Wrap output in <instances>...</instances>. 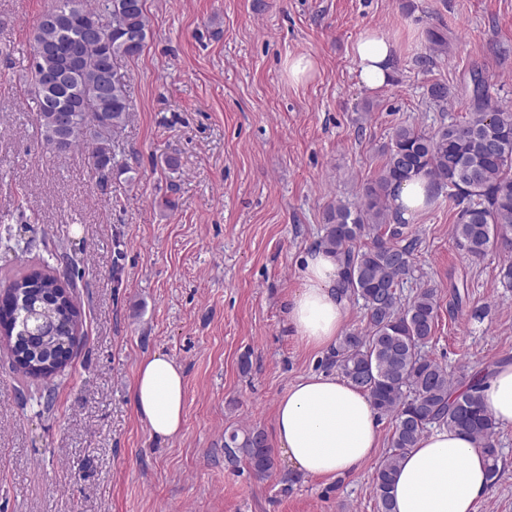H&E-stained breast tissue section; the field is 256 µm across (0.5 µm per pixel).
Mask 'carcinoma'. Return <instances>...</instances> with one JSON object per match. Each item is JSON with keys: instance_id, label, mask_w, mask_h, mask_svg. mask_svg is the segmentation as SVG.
Masks as SVG:
<instances>
[{"instance_id": "1", "label": "carcinoma", "mask_w": 512, "mask_h": 512, "mask_svg": "<svg viewBox=\"0 0 512 512\" xmlns=\"http://www.w3.org/2000/svg\"><path fill=\"white\" fill-rule=\"evenodd\" d=\"M125 4L126 0H98L93 7L88 0H55L36 26L34 39L59 44L65 56L74 45L61 39L55 27L45 25L46 18L72 10L73 23L79 25L112 8V37L102 44L82 46L81 64L72 77L76 94L61 100L64 107L76 109L68 124H63L58 103L47 96L44 81L59 58L33 54L29 60L36 122L45 146L57 154L86 149L102 185L112 179V147L126 125L129 103L124 78L104 87L101 71L118 59L139 55L149 32L145 7L128 11ZM471 80V106L463 119L442 121L431 130L413 123L394 128L377 177L365 186L357 204L339 202L328 210L319 240L337 257L344 290L362 303L366 314L365 330L345 334L334 346L336 367L369 395L379 416L392 422L388 453L373 477L378 512H391L390 490L401 459L434 427L470 435L487 457L488 486L500 477L497 422L482 396L488 373L472 375L465 390L452 395L459 382L425 352L438 317L435 290L419 288L405 303L399 292L414 278L416 240L404 238L393 192L415 176H426L458 209L453 234L469 257L483 256L497 240L512 245V107L488 102L479 71L472 72ZM428 95L442 109L450 92L446 85L435 83ZM364 237L370 242L357 246ZM64 285L54 272L42 270L4 281V287L15 291V299L13 310L0 315L1 326L15 337L32 326L33 311L47 322L42 342L23 343L13 352L14 362L31 377L48 379L58 374L67 364L60 356L72 355L71 345L58 342L54 330L62 319L75 326L82 320ZM47 288L59 292L51 297L45 293ZM224 448L232 457L245 456L259 475L273 466L271 448L259 429L232 431L224 438Z\"/></svg>"}]
</instances>
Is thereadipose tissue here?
I'll return each mask as SVG.
<instances>
[{"label":"adipose tissue","mask_w":512,"mask_h":512,"mask_svg":"<svg viewBox=\"0 0 512 512\" xmlns=\"http://www.w3.org/2000/svg\"><path fill=\"white\" fill-rule=\"evenodd\" d=\"M353 52L364 87L388 84L399 52L395 39L368 28L356 39ZM340 286L336 256L310 247L301 258L299 286L286 302L288 325L306 347L326 349L341 336L349 303ZM185 394L181 365L157 353L141 360L133 402L154 437L180 435ZM483 397L498 423L512 424V363L494 366ZM275 435L291 467L313 478L358 473L380 446L378 418L368 394L324 374L300 379L279 398ZM487 487L486 460L478 444L457 430L436 428L401 461L391 490L392 512H477Z\"/></svg>","instance_id":"ef3b65f1"}]
</instances>
